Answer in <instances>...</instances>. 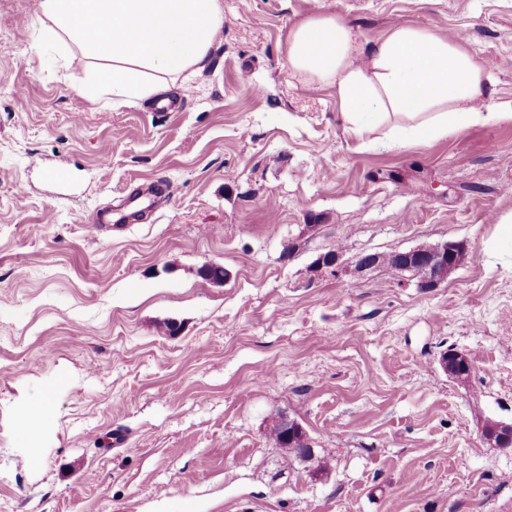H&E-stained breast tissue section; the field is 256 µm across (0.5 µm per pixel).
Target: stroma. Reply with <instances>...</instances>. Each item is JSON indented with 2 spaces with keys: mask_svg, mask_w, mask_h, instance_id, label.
Wrapping results in <instances>:
<instances>
[{
  "mask_svg": "<svg viewBox=\"0 0 512 512\" xmlns=\"http://www.w3.org/2000/svg\"><path fill=\"white\" fill-rule=\"evenodd\" d=\"M223 3L165 111L76 90L80 44L0 0V512H512V448L483 434L512 421V119L400 148L281 78L311 13L368 42L418 24L464 34L511 110L512 0ZM137 188L145 219L89 233ZM449 240L468 255L433 288L355 267ZM279 413L311 459L270 440Z\"/></svg>",
  "mask_w": 512,
  "mask_h": 512,
  "instance_id": "obj_1",
  "label": "stroma"
}]
</instances>
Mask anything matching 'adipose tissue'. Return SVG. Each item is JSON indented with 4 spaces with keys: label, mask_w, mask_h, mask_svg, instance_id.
Masks as SVG:
<instances>
[{
    "label": "adipose tissue",
    "mask_w": 512,
    "mask_h": 512,
    "mask_svg": "<svg viewBox=\"0 0 512 512\" xmlns=\"http://www.w3.org/2000/svg\"><path fill=\"white\" fill-rule=\"evenodd\" d=\"M38 11L48 39L83 46L65 66L82 72L97 59L96 86L127 104L205 71L224 26L222 0H38ZM284 53L290 75L333 89L359 137L382 127L406 148L504 118L484 108L487 67L461 39L422 26L397 24L365 45L352 25L319 13L289 28Z\"/></svg>",
    "instance_id": "adipose-tissue-1"
}]
</instances>
